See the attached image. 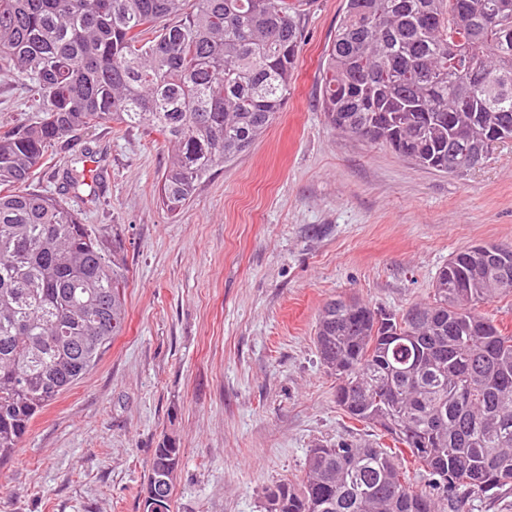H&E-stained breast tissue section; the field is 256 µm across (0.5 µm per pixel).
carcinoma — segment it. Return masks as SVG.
Instances as JSON below:
<instances>
[{
	"mask_svg": "<svg viewBox=\"0 0 512 512\" xmlns=\"http://www.w3.org/2000/svg\"><path fill=\"white\" fill-rule=\"evenodd\" d=\"M303 0H0V74L28 80L38 121L0 126V462L35 417L83 379L126 319V246L82 223L66 198L28 188L63 139L103 123L171 147L159 189L175 215L214 169L245 151L288 102L304 41ZM345 0L329 46L327 123L444 172L455 134L512 136V0ZM468 248L438 271L433 298L397 315L332 299L315 329L336 402L398 451L340 441L310 450L298 487L265 512H440L402 472L407 451L442 491L512 487V335L480 306L512 295V251L464 285ZM165 435L150 469L178 472Z\"/></svg>",
	"mask_w": 512,
	"mask_h": 512,
	"instance_id": "carcinoma-1",
	"label": "carcinoma"
}]
</instances>
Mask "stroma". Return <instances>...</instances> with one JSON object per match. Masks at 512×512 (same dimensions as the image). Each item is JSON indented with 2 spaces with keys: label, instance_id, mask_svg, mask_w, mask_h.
Wrapping results in <instances>:
<instances>
[{
  "label": "stroma",
  "instance_id": "1",
  "mask_svg": "<svg viewBox=\"0 0 512 512\" xmlns=\"http://www.w3.org/2000/svg\"><path fill=\"white\" fill-rule=\"evenodd\" d=\"M345 0H310L285 108L247 151L197 186L178 215L158 199L168 145L103 124L60 143L32 188L84 223L120 225L127 320L100 362L36 417L0 464V512H142L153 450L175 435L183 461L171 512H264L300 484L316 444L390 437L336 404L314 329L326 301L355 295L402 313L432 298L451 254L512 242V141L480 168L438 172L332 129L320 107L325 50ZM38 118L24 79L0 76V125Z\"/></svg>",
  "mask_w": 512,
  "mask_h": 512
}]
</instances>
